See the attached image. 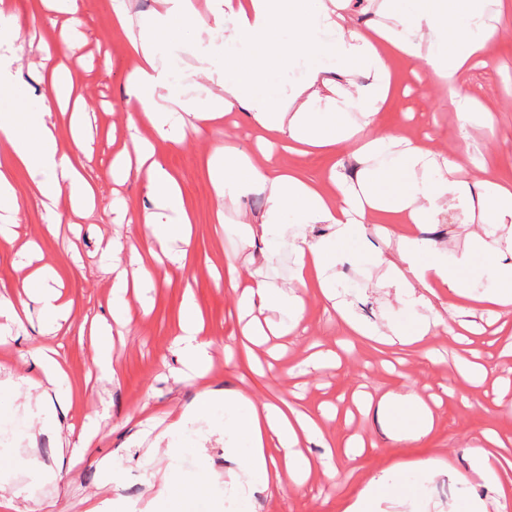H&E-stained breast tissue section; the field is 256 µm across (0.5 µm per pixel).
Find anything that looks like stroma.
Wrapping results in <instances>:
<instances>
[{"label": "stroma", "instance_id": "1", "mask_svg": "<svg viewBox=\"0 0 512 512\" xmlns=\"http://www.w3.org/2000/svg\"><path fill=\"white\" fill-rule=\"evenodd\" d=\"M11 11L20 26L15 42V65L20 87L29 98L45 91L41 44L54 35V12L41 0H10ZM77 16L86 43L82 49L81 71L86 86V102L95 137L91 166L102 197L103 212L89 218L73 215L60 206L59 229L49 234L45 212L29 190V176L21 169L14 172L17 201L21 207L14 244L0 243V293L17 295L28 270L26 243H36L40 263L51 266L63 284L72 306L68 326L60 332H45L38 313H31L23 329L15 331L7 345H0V363L13 365L18 376L28 381L42 377L29 353L36 345L58 347L59 358L67 371L64 398L57 415L59 429H41L45 408L34 393L20 388L18 394L0 402V486L18 491L23 512H165L158 497L165 479H172L183 492L196 484L208 486V501L201 512H212V503L230 501L228 484L230 462L224 458L221 435L207 434L205 423H198L200 439H188L179 458H170L165 448L146 450L136 443L141 410L149 408L159 427H166L180 411L192 405L203 385L214 389H241L259 400L280 397L298 398L301 406H336L339 420L328 422V438L339 435L373 437V449L353 462L338 461L339 475H324V450L318 443L302 444L301 450L312 463L309 481L300 488L287 487L281 496L269 499L256 495L255 512H342L346 500L353 497L372 477L390 472L402 486L400 495L385 504V512H464L468 502L481 499L494 503L497 488L471 472L468 448L481 430L496 424L512 433V413L489 417L500 384L508 377L496 370L485 381L467 388L470 406L455 398L443 397L435 409L434 429L421 442L393 445L387 426L376 414L356 411L352 395L359 390L374 395L399 392L415 385L421 395L438 392L450 372L453 360L472 350L488 356L491 349L512 348V333L498 337L488 346L487 333L494 330V313H483L477 324L479 333L470 335L467 344L448 337H430L417 352L400 355L374 348L367 339L356 338L355 353L332 371L312 370L296 373L311 340L335 346L342 339L335 317L326 310L319 296L305 298L303 326L307 335L290 336L277 357H269L265 347L245 350L240 342L234 301L224 289L215 286L211 271L226 272L230 260L261 270L270 280L290 278L292 261L275 266L263 263L266 252L288 253L297 231L286 225L282 235L272 242H259L244 250L236 226L244 212L262 211L265 199L255 192L244 197L240 208L228 209L223 223L213 214L219 205L214 195L205 160L208 154L232 142L251 149L258 136L243 113H235L223 122L222 129L209 135L170 141L164 145V161L179 179L186 204L194 215L192 234L185 247L182 264L162 262L156 273L164 284L155 289L148 315L137 316L130 327L115 336L117 380L97 378L93 370V348L89 336L80 328L84 320L110 316L109 298L112 275L108 260L101 256L103 241L146 249L149 242L142 225L116 224L110 208L120 203L138 210L147 205L146 189L140 177H131L120 189H113L109 174L114 153L128 139L126 113L131 106L124 91L125 77L132 66L122 48V39L112 29L110 0H78ZM110 67H103V60ZM477 110L472 115L467 136L458 132L459 119L450 91H437L422 62L405 72L398 93L379 112L366 135L382 128L414 140L429 137L440 140L450 154L472 156L477 160L499 159L503 169H512V32L494 37L480 66L467 76ZM363 257L360 262L337 270L340 294L353 312L363 320L382 326L393 320L399 306L391 289L378 287L381 268L373 262L387 243L373 231L358 233ZM192 283L206 325L214 340V366L207 383L186 378L174 351L173 341L181 315L182 291ZM232 346V361H225L224 348ZM442 358L441 366H429L423 351ZM97 415L99 429L90 440L84 458L75 465L61 463V439L78 440L86 416ZM203 444L210 459L199 467L196 444ZM431 456L443 460L445 472L432 477L412 468L415 460ZM110 457L120 468L117 481L106 482L98 467Z\"/></svg>", "mask_w": 512, "mask_h": 512}]
</instances>
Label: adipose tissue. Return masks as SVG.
I'll return each instance as SVG.
<instances>
[{"instance_id": "adipose-tissue-1", "label": "adipose tissue", "mask_w": 512, "mask_h": 512, "mask_svg": "<svg viewBox=\"0 0 512 512\" xmlns=\"http://www.w3.org/2000/svg\"><path fill=\"white\" fill-rule=\"evenodd\" d=\"M212 23H205L192 0H160L161 7L146 25L134 28L127 0H113L112 26L124 36L125 52L134 60L125 83L137 112L126 115L129 128L149 127L152 139L126 141L112 160L114 184L131 174L142 175L149 204L137 211L118 209L117 223L143 225L147 250L107 242L103 255L112 261L111 323L92 330L94 369L116 377L113 326L131 324L130 295L149 309L159 281L152 264L158 255L173 262L184 258L179 246L188 242L193 218L177 177L163 163L161 143L201 134L203 127L220 125L231 112H246L261 131L256 148L246 152L228 144L213 151L210 182L223 200L224 211L238 206L245 194L258 191L266 204L259 214L244 215L237 234L244 246L281 236L288 224L298 225L292 241L294 274L277 284L258 273L235 271L225 280L242 321L240 334L252 345L269 337L288 336L298 329L310 291L330 302L347 333L379 343L408 346L431 336L447 335L460 342L473 327L472 312L492 311L501 330L512 328V181L490 166L479 179L466 175V159L448 154L430 142L415 141L393 132L372 136L363 129L380 112L395 87L390 58L420 60L441 85H459L474 58L489 47L488 27L475 0H381L387 20L355 28L348 0H210ZM206 30L207 39L194 38L190 51L202 63L201 72H184L161 61L165 38L173 26ZM18 37L14 15L0 8V91L11 98L0 110V242L11 243L20 208L13 173L24 169L30 191L47 212L67 200L73 213L89 214L96 206V185L86 172L84 156L92 149L85 131L82 78L75 66L81 40L71 25L60 37L65 53L43 44L42 68L46 92L29 100L16 82L14 60L6 55ZM375 79L361 83L362 70ZM212 83L206 98L194 93L197 76ZM65 119L78 154L65 152L58 140L57 121ZM348 145L349 165H334L326 179L306 178L296 167L272 160L271 149L299 155L333 153ZM480 211L479 232L471 245L452 254L443 241L420 237L422 226L439 223L449 204ZM388 216L393 226L380 225ZM375 223L376 234L394 238V255L378 254L384 269L378 285L393 289L402 316L379 327L362 321L338 301L336 269L357 255L355 234ZM318 224L332 226L326 237H315ZM55 274L37 270L17 297L0 295V342L23 327L31 306H38L45 329L57 330L71 315V303L55 287ZM484 284L480 294L471 287ZM448 301L435 310L440 295ZM430 317H422V310ZM269 312L266 321L255 311ZM213 341L192 287L182 294V312L175 351L193 378L204 380L212 369ZM359 406L385 418L395 442H417L434 427V413L418 393L365 396ZM335 409L308 410L287 399L258 402L239 390L203 388L193 407L170 423L165 437L176 438L193 419L207 420L220 429L229 422L224 456L234 463L230 473L238 512H254L256 494L284 492L287 484L304 485L311 464L300 451L302 441L328 447L324 435ZM471 469L494 484L512 480V436L489 427L470 450Z\"/></svg>"}]
</instances>
